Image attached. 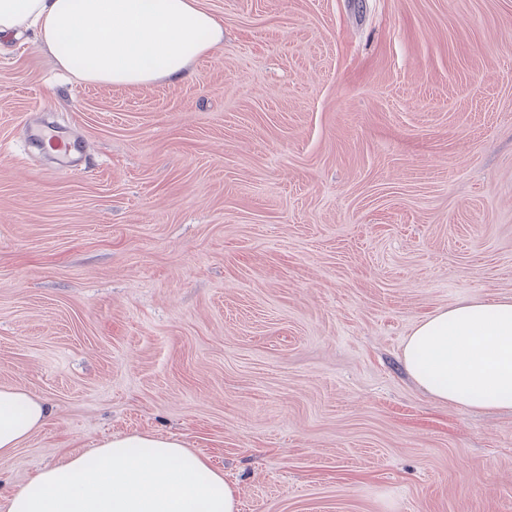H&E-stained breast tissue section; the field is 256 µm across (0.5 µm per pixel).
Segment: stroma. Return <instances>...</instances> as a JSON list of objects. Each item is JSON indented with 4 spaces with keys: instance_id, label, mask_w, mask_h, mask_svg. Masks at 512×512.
<instances>
[{
    "instance_id": "stroma-1",
    "label": "stroma",
    "mask_w": 512,
    "mask_h": 512,
    "mask_svg": "<svg viewBox=\"0 0 512 512\" xmlns=\"http://www.w3.org/2000/svg\"><path fill=\"white\" fill-rule=\"evenodd\" d=\"M201 2L224 45L178 83H71L0 38V386L53 410L0 498L152 432L239 512H512V410L402 354L512 297V0Z\"/></svg>"
}]
</instances>
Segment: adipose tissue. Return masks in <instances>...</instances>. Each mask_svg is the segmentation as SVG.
Instances as JSON below:
<instances>
[{"instance_id": "obj_1", "label": "adipose tissue", "mask_w": 512, "mask_h": 512, "mask_svg": "<svg viewBox=\"0 0 512 512\" xmlns=\"http://www.w3.org/2000/svg\"><path fill=\"white\" fill-rule=\"evenodd\" d=\"M31 32L58 66L85 83L145 86L186 79L218 50L224 29L200 0H0V36ZM403 362L434 398L512 410V299L474 297L422 320ZM21 386L0 387V459L49 421ZM5 512H235L223 471L175 438L115 436L44 468Z\"/></svg>"}]
</instances>
